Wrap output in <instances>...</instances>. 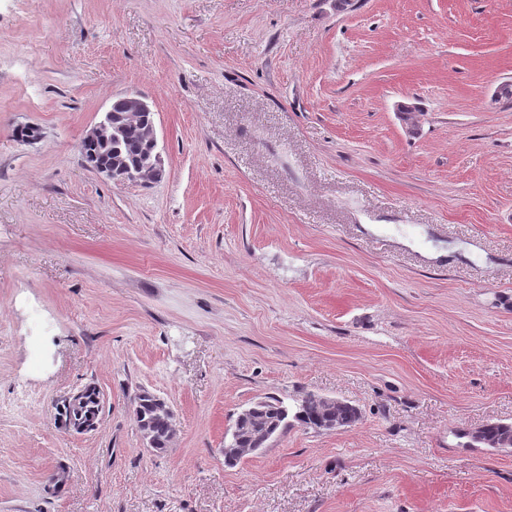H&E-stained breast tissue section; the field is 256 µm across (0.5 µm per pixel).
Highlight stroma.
Listing matches in <instances>:
<instances>
[{"instance_id":"stroma-1","label":"stroma","mask_w":512,"mask_h":512,"mask_svg":"<svg viewBox=\"0 0 512 512\" xmlns=\"http://www.w3.org/2000/svg\"><path fill=\"white\" fill-rule=\"evenodd\" d=\"M510 81L512 0H0V512H512L455 435L512 423ZM130 92L147 187L77 148ZM308 393L359 421L225 462ZM74 395L80 397L63 404L59 410V420L65 428L78 427L89 419L96 421L99 414V396L95 388L87 387ZM134 414L140 431L148 440H152V448L166 449L171 439L170 424L173 421L168 406L159 397L143 392L136 398ZM255 410L244 417H236L233 430L238 438L239 448L257 449L258 436L263 431L277 429L279 433L290 426L292 418L305 428L319 431L330 423L337 424L338 429L353 426L360 419V410L345 400L329 403L325 397L305 394L295 399L292 408L282 401L273 399L254 404ZM300 414V417H296ZM239 448H234L224 440V458L231 460L240 456Z\"/></svg>"}]
</instances>
